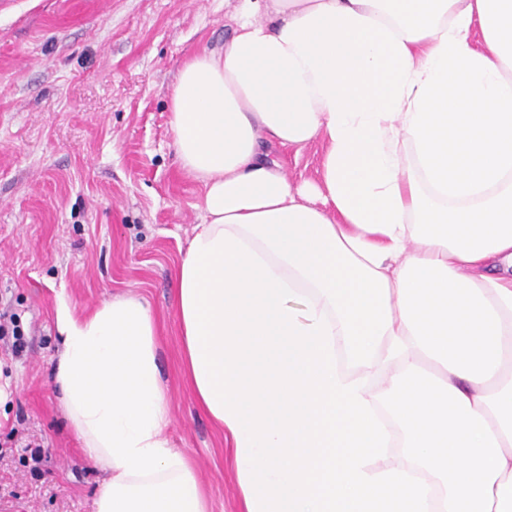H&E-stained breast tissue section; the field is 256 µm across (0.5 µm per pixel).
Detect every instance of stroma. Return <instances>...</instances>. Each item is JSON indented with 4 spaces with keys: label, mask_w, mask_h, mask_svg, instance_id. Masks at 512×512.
Wrapping results in <instances>:
<instances>
[{
    "label": "stroma",
    "mask_w": 512,
    "mask_h": 512,
    "mask_svg": "<svg viewBox=\"0 0 512 512\" xmlns=\"http://www.w3.org/2000/svg\"><path fill=\"white\" fill-rule=\"evenodd\" d=\"M230 0H0V512H91L100 474L52 387L54 308L117 296L150 306L171 408L169 436L194 464L210 512H238L233 451L195 403L172 304L200 184L172 146L182 63L221 51ZM270 152L290 179L315 177L322 146ZM43 459L34 462L32 449Z\"/></svg>",
    "instance_id": "35a3bbf8"
}]
</instances>
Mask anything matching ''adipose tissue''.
<instances>
[{
	"label": "adipose tissue",
	"instance_id": "adipose-tissue-1",
	"mask_svg": "<svg viewBox=\"0 0 512 512\" xmlns=\"http://www.w3.org/2000/svg\"><path fill=\"white\" fill-rule=\"evenodd\" d=\"M184 61L183 360L240 512H512V0H238ZM323 146L292 182L267 148ZM92 512H209L148 305L59 298ZM384 377L372 388L368 371Z\"/></svg>",
	"mask_w": 512,
	"mask_h": 512
}]
</instances>
